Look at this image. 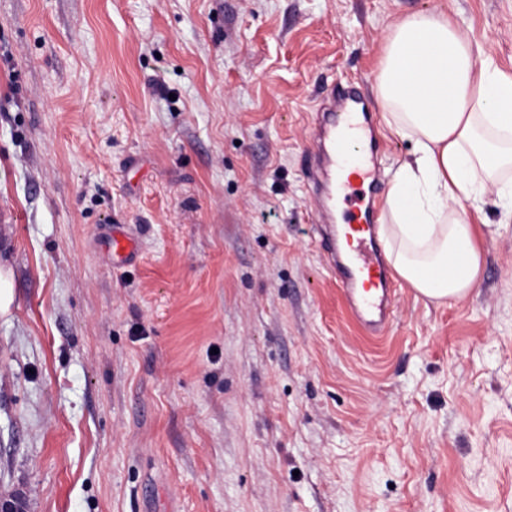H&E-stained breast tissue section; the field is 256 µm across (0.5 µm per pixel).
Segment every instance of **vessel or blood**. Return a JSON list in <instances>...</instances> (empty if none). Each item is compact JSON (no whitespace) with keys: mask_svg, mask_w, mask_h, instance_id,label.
Here are the masks:
<instances>
[{"mask_svg":"<svg viewBox=\"0 0 512 512\" xmlns=\"http://www.w3.org/2000/svg\"><path fill=\"white\" fill-rule=\"evenodd\" d=\"M322 133L329 143L330 170L341 175L337 183L340 221L319 226L317 243L352 315L379 337L393 320L394 281L382 257L372 211L361 204L365 195L376 190L371 170L361 163L369 137L361 108L352 105L343 112L324 113ZM134 252L135 240L127 227L113 228V256L124 261Z\"/></svg>","mask_w":512,"mask_h":512,"instance_id":"obj_1","label":"vessel or blood"}]
</instances>
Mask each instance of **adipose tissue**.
I'll return each instance as SVG.
<instances>
[{"label": "adipose tissue", "mask_w": 512, "mask_h": 512, "mask_svg": "<svg viewBox=\"0 0 512 512\" xmlns=\"http://www.w3.org/2000/svg\"><path fill=\"white\" fill-rule=\"evenodd\" d=\"M377 90L388 128L413 144L385 198L387 259L429 301L464 300L482 265L471 211L488 187L512 223V73L446 13L419 12L389 26Z\"/></svg>", "instance_id": "1"}]
</instances>
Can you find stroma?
<instances>
[{
  "mask_svg": "<svg viewBox=\"0 0 512 512\" xmlns=\"http://www.w3.org/2000/svg\"><path fill=\"white\" fill-rule=\"evenodd\" d=\"M512 72V0H0V495L27 512H512V227L480 283L365 333L312 242L313 112L390 180L389 25ZM166 80L167 95L154 85ZM138 251L112 262V228Z\"/></svg>",
  "mask_w": 512,
  "mask_h": 512,
  "instance_id": "stroma-1",
  "label": "stroma"
}]
</instances>
